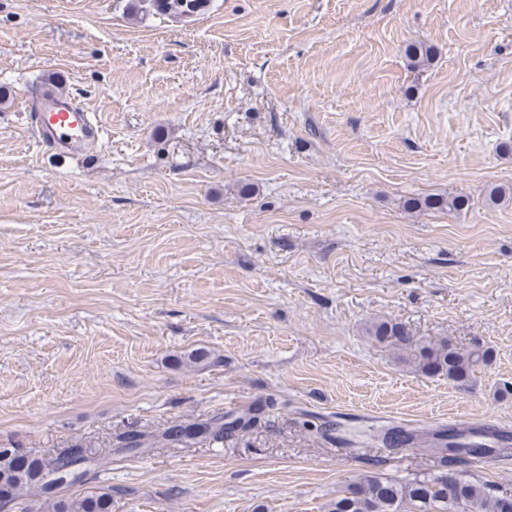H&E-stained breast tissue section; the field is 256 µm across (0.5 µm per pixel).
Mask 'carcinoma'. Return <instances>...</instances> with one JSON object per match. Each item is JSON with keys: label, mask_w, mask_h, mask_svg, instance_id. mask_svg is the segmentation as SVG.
<instances>
[{"label": "carcinoma", "mask_w": 512, "mask_h": 512, "mask_svg": "<svg viewBox=\"0 0 512 512\" xmlns=\"http://www.w3.org/2000/svg\"><path fill=\"white\" fill-rule=\"evenodd\" d=\"M207 0H154L162 13L175 19L191 18L199 13ZM407 56L416 66L431 61L432 48L412 44ZM409 205L448 211H460L468 206L463 196H435L423 200L411 199ZM368 335L395 350L404 362L416 371L441 373L453 381H462L475 374L487 363L490 350L476 345L461 350L448 339L420 342L411 336L405 324L380 320L370 324ZM253 418L215 415L204 422L173 424L163 431L161 439L171 448L222 442L224 436L246 428ZM382 445L398 449L415 444V436L402 428H389L378 436ZM118 447L137 454L153 444L150 435L135 429L117 438ZM428 447L446 454H465L474 459L487 453L482 443L468 441L455 429H438L425 440ZM28 463L18 462L16 450L0 448V487L11 495L14 508L23 512H112V491H88L77 496H65L63 491L87 483L88 476L112 469V456H102L92 448L75 443L46 457L36 449L26 448ZM462 503L468 512H512V496L498 495L493 487L470 478L464 472L441 474L411 482L367 475L349 485L330 504L329 512H448L449 506Z\"/></svg>", "instance_id": "obj_1"}]
</instances>
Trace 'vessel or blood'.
I'll list each match as a JSON object with an SVG mask.
<instances>
[{"mask_svg":"<svg viewBox=\"0 0 512 512\" xmlns=\"http://www.w3.org/2000/svg\"><path fill=\"white\" fill-rule=\"evenodd\" d=\"M34 114L40 148L60 154L84 151L104 136L103 127L83 108L77 96L45 84L27 102Z\"/></svg>","mask_w":512,"mask_h":512,"instance_id":"1","label":"vessel or blood"}]
</instances>
